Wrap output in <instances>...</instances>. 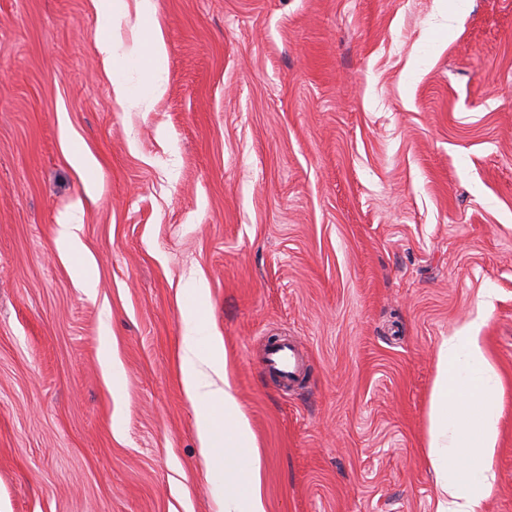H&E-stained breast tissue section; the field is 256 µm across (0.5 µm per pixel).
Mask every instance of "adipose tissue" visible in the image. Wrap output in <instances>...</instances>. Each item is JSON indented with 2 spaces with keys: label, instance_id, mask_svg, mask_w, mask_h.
Wrapping results in <instances>:
<instances>
[{
  "label": "adipose tissue",
  "instance_id": "ef3b65f1",
  "mask_svg": "<svg viewBox=\"0 0 512 512\" xmlns=\"http://www.w3.org/2000/svg\"><path fill=\"white\" fill-rule=\"evenodd\" d=\"M141 16L151 18L144 32L141 58L143 90L113 79L112 94L124 107H140L164 92L158 78L167 58L165 39L154 22L153 0H136ZM81 225L76 215L58 226L60 253L72 260L82 288L93 291L82 258ZM180 343L184 392L198 408L195 425L199 452L208 473L224 485L218 512H265L261 462L250 423L231 390L222 338L208 333L196 311L182 312ZM483 317L465 324L458 335L444 339L437 354V372L428 412L427 459L436 475V512H481L495 473L501 389L481 345Z\"/></svg>",
  "mask_w": 512,
  "mask_h": 512
}]
</instances>
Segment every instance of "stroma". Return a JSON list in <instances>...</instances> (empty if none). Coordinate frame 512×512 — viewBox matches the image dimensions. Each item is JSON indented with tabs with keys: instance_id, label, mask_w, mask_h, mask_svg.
<instances>
[{
	"instance_id": "stroma-1",
	"label": "stroma",
	"mask_w": 512,
	"mask_h": 512,
	"mask_svg": "<svg viewBox=\"0 0 512 512\" xmlns=\"http://www.w3.org/2000/svg\"><path fill=\"white\" fill-rule=\"evenodd\" d=\"M102 8L0 0V512H216L181 384L193 271L266 512H435L438 349L482 309V512H512V0H157L146 112L113 98ZM146 26L107 33L134 88ZM77 205L90 295L56 245ZM272 336L302 386L269 376Z\"/></svg>"
}]
</instances>
